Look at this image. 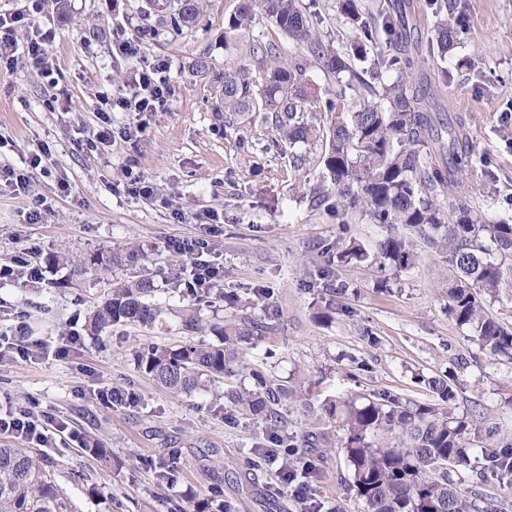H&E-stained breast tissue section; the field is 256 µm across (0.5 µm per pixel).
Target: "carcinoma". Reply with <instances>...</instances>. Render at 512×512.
Wrapping results in <instances>:
<instances>
[{
  "label": "carcinoma",
  "instance_id": "obj_1",
  "mask_svg": "<svg viewBox=\"0 0 512 512\" xmlns=\"http://www.w3.org/2000/svg\"><path fill=\"white\" fill-rule=\"evenodd\" d=\"M198 0H182L172 17L176 29L192 27L199 17ZM340 10L355 30L344 54L317 35L313 15L300 0H238L225 20L224 46L244 35L263 15L303 46V53L285 61L272 43L256 44L252 58L258 74L246 63L227 67L213 77L221 107L233 121L247 112H269L280 142L293 149L324 136L315 114L335 116L325 146V178L332 194L323 195L336 218L357 213L373 224L392 229L377 247V257L396 269L415 264L416 243L434 253L446 271L440 293L448 299V316L471 333L483 350L512 359V329L488 317L485 302L512 290V220L489 221L466 207L473 171L466 122L452 121L437 110L420 86L415 60L406 43L359 71L362 60L377 46L376 23L364 17L356 0H342ZM437 54L445 60L463 34L462 22L438 15L434 22ZM314 64L336 79V88L312 95L308 70ZM396 78L384 83L382 74ZM356 88L358 98L347 100ZM326 267L334 261H361L367 252L355 240L339 238L322 252ZM103 262L79 273L95 275L120 267L129 276L112 289L89 315L90 331L114 326L153 328L165 312L151 301L158 291L156 274L143 264L134 247L109 254L94 253ZM184 329H208L219 343L151 344L135 352L137 368L173 394L206 390L217 379L243 371V345L256 326L243 319L234 324L202 322L193 304L178 310ZM249 385L229 393L232 403L254 418L277 427L278 406L292 391L273 384L258 369L248 371ZM419 381L436 395L438 404L419 405L394 395L373 398L350 394L326 400L320 419L341 432L340 445L350 472V488L366 512H497L493 500L469 498L450 478L448 469L470 462L472 436L479 426L452 410L459 389L452 374ZM503 487H512V445L494 460ZM0 512H75L73 502L56 483L44 461L20 448L0 447Z\"/></svg>",
  "mask_w": 512,
  "mask_h": 512
}]
</instances>
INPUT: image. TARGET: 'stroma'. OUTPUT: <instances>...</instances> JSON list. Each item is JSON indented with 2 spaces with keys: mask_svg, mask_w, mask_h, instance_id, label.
Wrapping results in <instances>:
<instances>
[{
  "mask_svg": "<svg viewBox=\"0 0 512 512\" xmlns=\"http://www.w3.org/2000/svg\"><path fill=\"white\" fill-rule=\"evenodd\" d=\"M238 0H202L199 21L182 30L170 24L174 0L143 14V0H45L33 24L16 27L18 44L42 39L46 68L27 59L0 69V169L28 175V192L0 182V265L19 249L33 248V262L51 252L73 258L128 244L138 246L161 280L187 278L191 265L169 243L206 241V257L224 270L225 301L201 302L204 317L233 322L242 317L262 329L245 346L250 366L286 385L300 399L283 401L279 435L335 437L332 425H317L313 413L329 398L348 393H388L431 405L435 396L424 376L455 375L460 389L455 412L492 428L487 447L512 443V359L490 354L448 315L439 290L441 268L421 252L415 267H381L375 254L387 230L352 216L348 231L369 254L361 263L333 266L341 290L309 289L308 277L324 266L321 249L341 227L314 204L323 178L324 141L300 146L301 164L262 115L227 123L216 87L195 77L192 63L207 56L213 70L229 60L251 62L253 43L276 42L282 55L302 48L266 19H257L235 57L224 53V21ZM375 19L405 13L403 37L419 65L422 83L448 117L466 121L479 182L483 168L497 182L465 202L488 218L512 214V0H358ZM316 29L345 50L355 32L338 0H315ZM460 17L466 32L447 61L430 57L437 12ZM140 43L137 56H113L120 38ZM167 61L172 93L154 112L114 107L142 67ZM447 74H440V65ZM112 137L95 139L102 128ZM41 163H34V156ZM153 188L151 196L129 192L128 173ZM43 202L30 223V199ZM115 268L94 277L73 266L45 267L35 284L0 285V330L9 314L22 311L32 341L42 352L29 360L0 362V409L29 408L63 423L58 446L0 435V446L47 459L57 484L76 512H302L279 490L277 474L259 458L269 444L266 425L229 402L244 378L225 377L209 391L174 395L140 372L133 354L146 343L179 344L191 339L178 319L167 316L154 329L116 326L97 335L85 329L102 301ZM261 291L259 305L229 302ZM78 336L67 355H57L62 336ZM116 387L132 401L109 406L102 390ZM97 440L106 456L89 451ZM305 481L318 487L323 512H365L349 485L339 445L313 448ZM170 466V478L158 477ZM462 489L494 499L512 512V490H502L484 455L453 472Z\"/></svg>",
  "mask_w": 512,
  "mask_h": 512,
  "instance_id": "stroma-1",
  "label": "stroma"
}]
</instances>
